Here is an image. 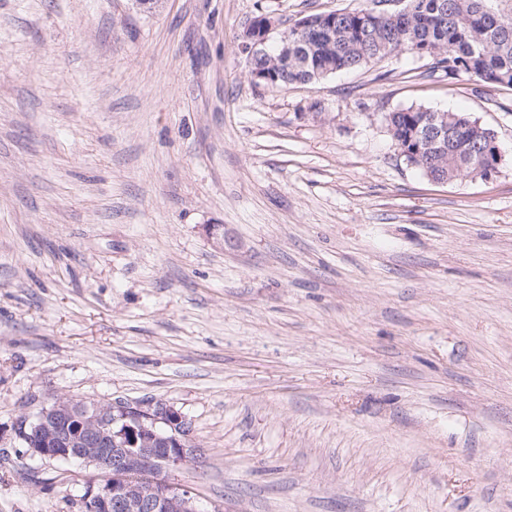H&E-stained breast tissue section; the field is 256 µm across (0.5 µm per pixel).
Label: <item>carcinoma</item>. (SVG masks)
<instances>
[{
  "label": "carcinoma",
  "mask_w": 512,
  "mask_h": 512,
  "mask_svg": "<svg viewBox=\"0 0 512 512\" xmlns=\"http://www.w3.org/2000/svg\"><path fill=\"white\" fill-rule=\"evenodd\" d=\"M493 0H405L406 12L381 15L368 27L352 12H336V24L302 33L288 28L296 47L288 57V81L309 83L318 65L329 73L361 67L403 50L423 53L434 68L453 78L481 73L482 82L512 88V7L492 6ZM430 110L408 107L390 114L393 136L405 142L422 127ZM493 139L491 129L460 113L448 114V145L423 146L422 164L441 162L448 177L464 178L476 172L480 156Z\"/></svg>",
  "instance_id": "cac0c4a2"
}]
</instances>
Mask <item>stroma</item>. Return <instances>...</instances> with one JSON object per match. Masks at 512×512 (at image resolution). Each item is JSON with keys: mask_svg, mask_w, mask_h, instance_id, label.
I'll return each mask as SVG.
<instances>
[{"mask_svg": "<svg viewBox=\"0 0 512 512\" xmlns=\"http://www.w3.org/2000/svg\"><path fill=\"white\" fill-rule=\"evenodd\" d=\"M364 3L0 0V512L96 480L25 456L57 398L186 415L202 512H512V88L409 51L250 78L255 16ZM410 106L496 172L429 181ZM433 111L422 108L408 107L390 114V125L393 126L392 137L406 142L410 135L414 136L415 128H422L424 117H428Z\"/></svg>", "mask_w": 512, "mask_h": 512, "instance_id": "35a3bbf8", "label": "stroma"}]
</instances>
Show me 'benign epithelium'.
Wrapping results in <instances>:
<instances>
[{
	"instance_id": "7a95c632",
	"label": "benign epithelium",
	"mask_w": 512,
	"mask_h": 512,
	"mask_svg": "<svg viewBox=\"0 0 512 512\" xmlns=\"http://www.w3.org/2000/svg\"><path fill=\"white\" fill-rule=\"evenodd\" d=\"M279 23L263 15L246 27L244 47L251 55L264 52L278 33L280 55L288 57V35ZM258 85L288 75L277 71L250 72ZM417 137L439 144L448 139V116L436 113ZM26 454L42 461L78 460L99 472L80 500L90 512H198L190 491L171 484L161 474L197 458L193 426L184 415L163 402L122 401L85 403L59 398L22 423Z\"/></svg>"
}]
</instances>
